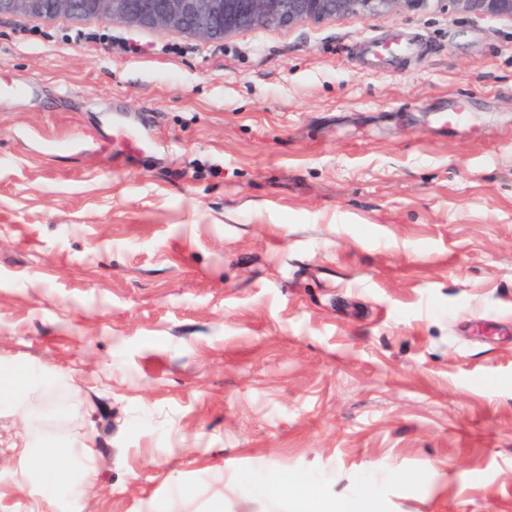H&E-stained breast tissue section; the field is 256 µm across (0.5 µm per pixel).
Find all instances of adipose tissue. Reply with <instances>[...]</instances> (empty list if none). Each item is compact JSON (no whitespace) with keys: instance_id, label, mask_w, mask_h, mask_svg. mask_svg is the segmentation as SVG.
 Wrapping results in <instances>:
<instances>
[{"instance_id":"adipose-tissue-1","label":"adipose tissue","mask_w":512,"mask_h":512,"mask_svg":"<svg viewBox=\"0 0 512 512\" xmlns=\"http://www.w3.org/2000/svg\"><path fill=\"white\" fill-rule=\"evenodd\" d=\"M42 378V372L37 369L0 363V415L16 416L28 424L22 436L23 481L37 485L47 498L62 491L79 497L94 483L92 442L84 439L71 446L42 435L41 418L32 415L26 405L29 391ZM67 458L72 459V466H64Z\"/></svg>"}]
</instances>
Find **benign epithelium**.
<instances>
[{"label":"benign epithelium","mask_w":512,"mask_h":512,"mask_svg":"<svg viewBox=\"0 0 512 512\" xmlns=\"http://www.w3.org/2000/svg\"><path fill=\"white\" fill-rule=\"evenodd\" d=\"M430 0H0V15L97 18L208 41L254 27H292L332 17L418 9ZM462 13L512 19V0H448Z\"/></svg>","instance_id":"obj_1"}]
</instances>
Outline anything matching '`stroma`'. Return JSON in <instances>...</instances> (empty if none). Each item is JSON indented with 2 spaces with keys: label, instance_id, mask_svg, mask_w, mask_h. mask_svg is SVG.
Here are the masks:
<instances>
[{
  "label": "stroma",
  "instance_id": "obj_1",
  "mask_svg": "<svg viewBox=\"0 0 512 512\" xmlns=\"http://www.w3.org/2000/svg\"><path fill=\"white\" fill-rule=\"evenodd\" d=\"M101 25L0 16V360L98 470L43 498L0 419V512H512V21Z\"/></svg>",
  "mask_w": 512,
  "mask_h": 512
}]
</instances>
